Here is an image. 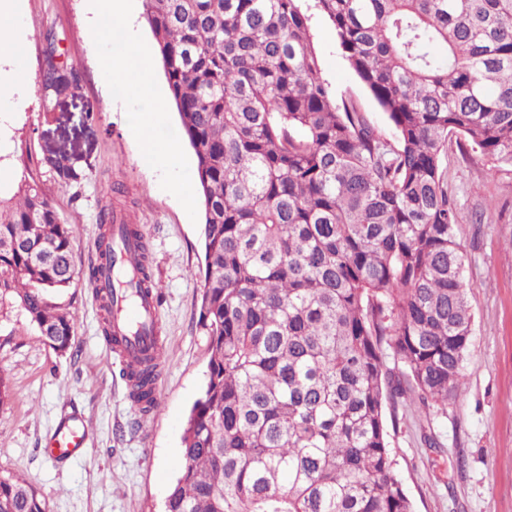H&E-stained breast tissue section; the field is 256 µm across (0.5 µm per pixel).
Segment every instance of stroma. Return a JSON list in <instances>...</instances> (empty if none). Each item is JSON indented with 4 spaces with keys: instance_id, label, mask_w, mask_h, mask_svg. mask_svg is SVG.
<instances>
[{
    "instance_id": "stroma-1",
    "label": "stroma",
    "mask_w": 512,
    "mask_h": 512,
    "mask_svg": "<svg viewBox=\"0 0 512 512\" xmlns=\"http://www.w3.org/2000/svg\"><path fill=\"white\" fill-rule=\"evenodd\" d=\"M322 77L337 95L359 99L385 136L394 129L364 93L330 24L304 0ZM15 27L0 46L20 68L22 94L0 95L8 129L0 166L10 195L23 178L39 181L62 222L70 224L77 274L57 301L73 317V347L59 354L39 338L20 308L0 318V471L24 475L49 512H161L190 409L205 382L209 337L199 321L203 280V206L185 208L130 132L138 108L128 84L102 80L98 59L111 48L106 29L87 22L85 0H12ZM76 77L61 94L45 91L47 54ZM100 105L87 119V105ZM177 141L175 180L198 191L196 158L184 143L175 106L156 128ZM67 156L77 180L41 166ZM446 177L465 250L464 278L474 312L472 345L455 401L441 407L409 395L390 446L396 474L416 512H512V169L491 168L448 144ZM126 212L145 233L149 271L161 291L164 344L159 410L140 414L127 397L121 365L102 334L103 311L88 279L100 211ZM83 415L88 448L56 461L43 444L66 413ZM433 444H426V437Z\"/></svg>"
}]
</instances>
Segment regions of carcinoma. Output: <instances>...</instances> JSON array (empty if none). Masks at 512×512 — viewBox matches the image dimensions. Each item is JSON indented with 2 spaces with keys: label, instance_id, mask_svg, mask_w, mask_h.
Wrapping results in <instances>:
<instances>
[{
  "label": "carcinoma",
  "instance_id": "carcinoma-1",
  "mask_svg": "<svg viewBox=\"0 0 512 512\" xmlns=\"http://www.w3.org/2000/svg\"><path fill=\"white\" fill-rule=\"evenodd\" d=\"M142 2L197 162L211 351L164 512H414L388 423L464 378L474 313L444 161L454 139L512 167V0H314L393 141L322 78L302 0ZM68 82L48 58L45 88ZM75 276L39 185L0 195V314L67 352L53 297ZM0 512L48 504L1 471Z\"/></svg>",
  "mask_w": 512,
  "mask_h": 512
}]
</instances>
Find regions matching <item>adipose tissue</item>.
<instances>
[{"label": "adipose tissue", "mask_w": 512, "mask_h": 512, "mask_svg": "<svg viewBox=\"0 0 512 512\" xmlns=\"http://www.w3.org/2000/svg\"><path fill=\"white\" fill-rule=\"evenodd\" d=\"M153 59L140 48L134 34H126L123 45L105 53L101 59L100 72L108 79L127 81L142 108L132 126V133L141 149L150 159L159 161L175 157V144L159 143L155 129L165 119L167 103L151 84Z\"/></svg>", "instance_id": "1"}]
</instances>
